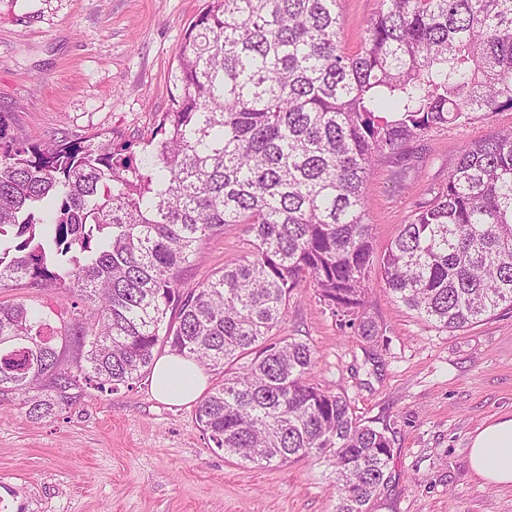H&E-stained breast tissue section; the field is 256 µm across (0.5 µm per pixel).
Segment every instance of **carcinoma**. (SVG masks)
Wrapping results in <instances>:
<instances>
[{
    "instance_id": "cac0c4a2",
    "label": "carcinoma",
    "mask_w": 512,
    "mask_h": 512,
    "mask_svg": "<svg viewBox=\"0 0 512 512\" xmlns=\"http://www.w3.org/2000/svg\"><path fill=\"white\" fill-rule=\"evenodd\" d=\"M340 0H206L171 111L141 152L44 145L0 114V289L72 291L67 317L0 303V398L35 421L151 374L159 350L221 377L195 419L242 462H330L335 512H370L392 440L310 382L308 343L280 337L294 290L369 343L372 269L417 317L458 331L512 309V128L464 142L448 180L379 263L364 192L375 168L477 113L512 112V0H381L356 50ZM243 224L252 250L183 292L203 245Z\"/></svg>"
}]
</instances>
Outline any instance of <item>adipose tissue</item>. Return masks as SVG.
<instances>
[{
	"label": "adipose tissue",
	"instance_id": "adipose-tissue-1",
	"mask_svg": "<svg viewBox=\"0 0 512 512\" xmlns=\"http://www.w3.org/2000/svg\"><path fill=\"white\" fill-rule=\"evenodd\" d=\"M206 376L196 362L177 355L158 358L152 370L155 397L169 403L196 400ZM470 465L482 482L512 487V414L504 415L480 429L470 444Z\"/></svg>",
	"mask_w": 512,
	"mask_h": 512
}]
</instances>
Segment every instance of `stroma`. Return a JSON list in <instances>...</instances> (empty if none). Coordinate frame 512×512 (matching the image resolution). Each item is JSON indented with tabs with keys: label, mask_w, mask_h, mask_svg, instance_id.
I'll return each mask as SVG.
<instances>
[{
	"label": "stroma",
	"mask_w": 512,
	"mask_h": 512,
	"mask_svg": "<svg viewBox=\"0 0 512 512\" xmlns=\"http://www.w3.org/2000/svg\"><path fill=\"white\" fill-rule=\"evenodd\" d=\"M205 0H0V114L34 143L99 137L142 148L171 111L172 75ZM380 0H342L356 49ZM512 126V112L431 131L409 165H380L365 195L383 255L400 224L448 178L465 141ZM243 225L210 239L182 278L189 292L246 255ZM280 328L319 357L311 381L344 392L393 441L392 481L371 512H512V487L472 472V437L512 413V310L460 331L420 321L372 278L373 345L297 288ZM194 403L158 401L149 380L105 395L88 388L59 416L0 407V512H333L324 459L257 465L209 447Z\"/></svg>",
	"instance_id": "obj_1"
}]
</instances>
